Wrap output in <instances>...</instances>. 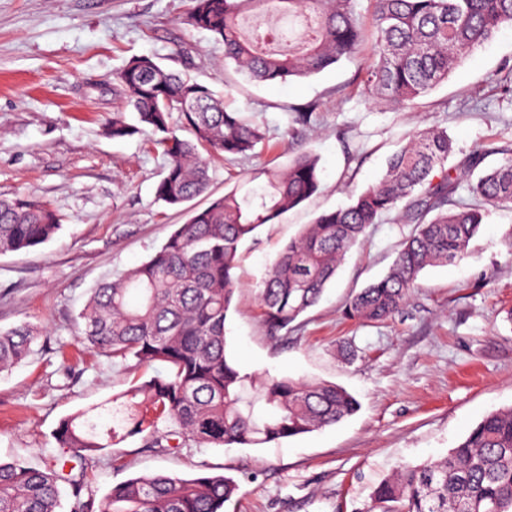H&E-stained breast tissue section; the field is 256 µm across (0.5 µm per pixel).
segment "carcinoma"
Listing matches in <instances>:
<instances>
[{
  "mask_svg": "<svg viewBox=\"0 0 512 512\" xmlns=\"http://www.w3.org/2000/svg\"><path fill=\"white\" fill-rule=\"evenodd\" d=\"M370 4L366 24L355 0H191L187 24L222 42L224 63L258 83L318 75L355 58L370 38L360 93L401 107L428 96L501 27L512 26V0ZM114 83L119 99L107 132L115 139L153 136L167 157L155 195L171 207L206 192L214 160L248 156L265 140L261 126L228 109L224 97L151 56L129 59ZM454 152L447 132L422 130L390 157L376 183L303 226L258 289L266 335L281 339L315 306L345 253L391 212L414 229L388 273L350 299L351 318L380 322L398 313L423 271L464 255L489 209L512 210V152L499 151L501 158L478 175L483 155L448 168ZM259 175V188H233L191 209L147 261L95 289L80 313V341L166 372L61 419L55 439L68 456L42 467L0 461V512H60L61 482L70 486V512H224L239 491L229 476L147 473L98 499L88 491L87 466L139 434L151 448L259 447L357 411L356 398L333 382L248 374L227 357L225 321L239 291L240 243L278 223L321 183L310 151ZM463 178L467 201L455 199ZM60 228L49 206L0 197V254L43 244ZM38 337L29 323L0 330V372L26 359ZM161 421L171 429L160 432ZM360 512H512V408L487 414L445 456L401 466L373 488Z\"/></svg>",
  "mask_w": 512,
  "mask_h": 512,
  "instance_id": "carcinoma-1",
  "label": "carcinoma"
}]
</instances>
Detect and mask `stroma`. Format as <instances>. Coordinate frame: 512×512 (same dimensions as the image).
<instances>
[{"label":"stroma","mask_w":512,"mask_h":512,"mask_svg":"<svg viewBox=\"0 0 512 512\" xmlns=\"http://www.w3.org/2000/svg\"><path fill=\"white\" fill-rule=\"evenodd\" d=\"M190 0H0V197L49 204L61 228L48 242L0 255V329L23 322L41 336L27 361L0 374V459L42 464L56 452L59 421L150 377L134 359L100 355L77 341L94 288L146 261L185 212L155 197L167 159L151 137L115 139L112 76L134 56L196 79L252 116L265 132L260 157L213 166L209 198L292 154H318L319 193L241 247L225 323L227 352L250 374L320 379L360 402L352 417L258 448L147 451L134 436L89 470L97 496L128 478L208 471L236 480L224 512H356L372 487L406 463L438 457L486 414L512 406V212L491 210L465 256L428 268L405 309L379 322L347 319L351 294L388 270L411 227L368 228L328 285L282 341L265 335L254 294L282 246L323 211L375 182L416 132L447 129L456 158L512 148V95L495 76L512 67V27L414 107L365 100L359 60L285 84L254 85L224 65V45L186 25ZM318 103L316 125L296 126Z\"/></svg>","instance_id":"obj_1"}]
</instances>
